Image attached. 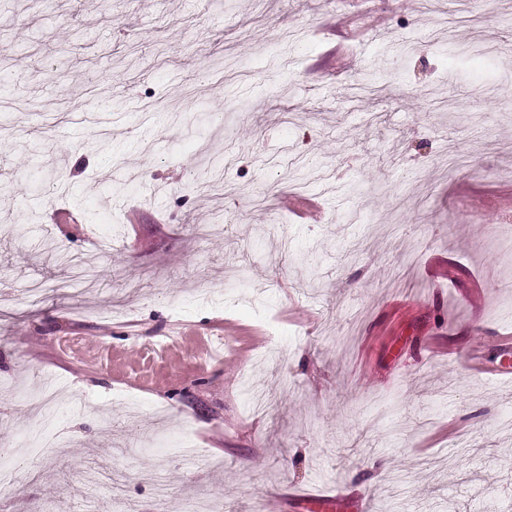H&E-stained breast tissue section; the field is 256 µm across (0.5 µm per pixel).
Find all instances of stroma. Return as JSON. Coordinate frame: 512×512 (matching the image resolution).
Listing matches in <instances>:
<instances>
[{"label": "stroma", "mask_w": 512, "mask_h": 512, "mask_svg": "<svg viewBox=\"0 0 512 512\" xmlns=\"http://www.w3.org/2000/svg\"><path fill=\"white\" fill-rule=\"evenodd\" d=\"M0 141V512H512V0H0Z\"/></svg>", "instance_id": "1"}]
</instances>
